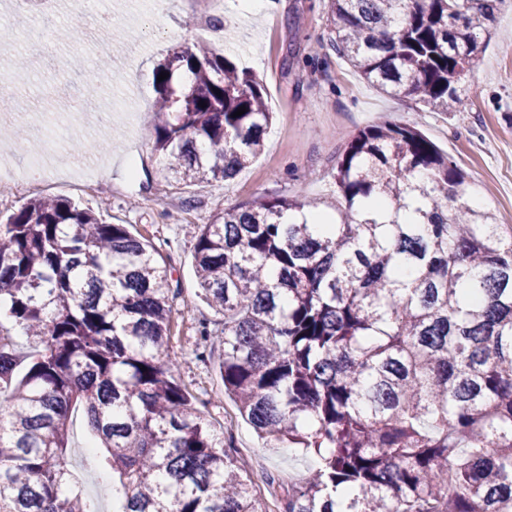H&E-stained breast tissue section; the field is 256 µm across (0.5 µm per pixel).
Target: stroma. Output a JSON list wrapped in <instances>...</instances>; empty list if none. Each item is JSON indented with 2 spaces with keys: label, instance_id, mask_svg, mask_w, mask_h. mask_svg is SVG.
Returning a JSON list of instances; mask_svg holds the SVG:
<instances>
[{
  "label": "stroma",
  "instance_id": "35a3bbf8",
  "mask_svg": "<svg viewBox=\"0 0 512 512\" xmlns=\"http://www.w3.org/2000/svg\"><path fill=\"white\" fill-rule=\"evenodd\" d=\"M102 24L59 10L30 35L27 19L0 11V28L16 39L0 47V77L15 73L18 60L40 57L33 79L18 86L27 107L10 111V128H24L23 141L0 147V160L27 185L0 196V211L16 210L40 195L68 198L87 207L108 202L107 222L126 225L132 235L155 246L167 262L177 294L172 311V346L185 359L180 378L205 401L215 434L250 464L285 482H294L313 459L298 448H274L257 437L224 394L219 375L221 350L206 359L197 329L214 313L197 297L192 250L203 224L217 212L233 210L263 196L298 197L325 212L339 200L333 177L336 159L359 130L380 121L418 122L425 136L466 171L471 191L480 193L499 222L512 218V0H499L488 26V42L461 80L470 96L460 112H433L411 98H394L363 80L331 46L323 0H264L263 9L242 15L237 0H223L215 26L223 33L225 56L263 82L275 119L258 159L235 178L189 185H166L167 162L156 154L145 132L157 98L155 71L168 50L197 41L204 0H152L149 7L130 0H97ZM110 62L116 82L101 93L111 111L89 112L75 126L69 144L43 168L27 166L43 130L35 113L56 111L55 94L86 99L102 62ZM111 177H103V167ZM87 430L74 423L69 459L98 512H111L109 472L84 453Z\"/></svg>",
  "mask_w": 512,
  "mask_h": 512
}]
</instances>
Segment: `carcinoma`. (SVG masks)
<instances>
[{"instance_id":"cac0c4a2","label":"carcinoma","mask_w":512,"mask_h":512,"mask_svg":"<svg viewBox=\"0 0 512 512\" xmlns=\"http://www.w3.org/2000/svg\"><path fill=\"white\" fill-rule=\"evenodd\" d=\"M496 2L325 9L367 82L450 112ZM159 70L149 141L172 182L231 178L263 151L273 112L255 75L200 41ZM334 180L323 236L306 203L264 197L193 247L224 392L260 437L317 457L283 512H512V224L472 208L464 170L411 124L359 130ZM156 254L66 198L0 217V316L30 345L0 323V512H97L69 469L74 410L112 471V512H266L181 382Z\"/></svg>"}]
</instances>
